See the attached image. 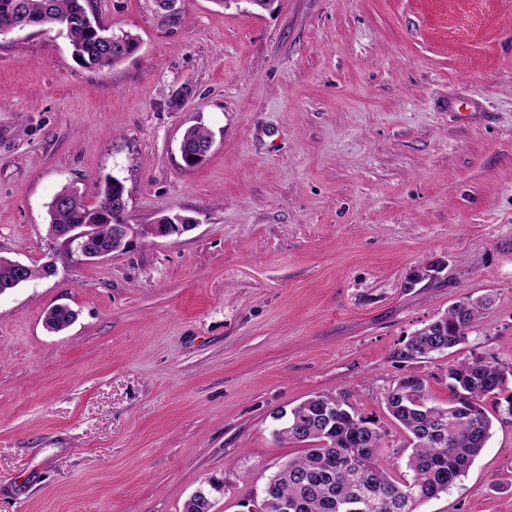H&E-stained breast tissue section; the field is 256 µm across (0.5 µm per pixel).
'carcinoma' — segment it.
<instances>
[{
	"label": "carcinoma",
	"mask_w": 512,
	"mask_h": 512,
	"mask_svg": "<svg viewBox=\"0 0 512 512\" xmlns=\"http://www.w3.org/2000/svg\"><path fill=\"white\" fill-rule=\"evenodd\" d=\"M25 18L64 30L74 57L82 58L87 68L110 67L138 47L131 34L113 33L91 16L86 0H0V23ZM183 138L200 148L210 136L201 127H190ZM116 195H127L121 181L106 183L93 206L76 191L61 190L49 203V229L94 224L99 241H111ZM490 303L487 297H463L410 336L398 357L418 362L465 343ZM73 319L70 310L54 308L46 324L59 332ZM447 377L452 397L446 407L433 402L427 380L417 372L399 378L385 396L389 419L406 434L405 447L411 449L405 460L410 478H395L398 462L394 460L378 463L377 451L389 436L380 421L360 414L345 395L336 398V414L328 417L322 406L329 397L319 395L293 408L288 425L273 430L275 439L303 449L266 484L269 498L288 500L293 512H417L422 501L448 493L491 437L486 402L492 401L495 417H512V392L505 393L512 362L461 358L448 365Z\"/></svg>",
	"instance_id": "carcinoma-1"
}]
</instances>
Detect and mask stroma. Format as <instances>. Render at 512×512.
Instances as JSON below:
<instances>
[{
	"label": "stroma",
	"mask_w": 512,
	"mask_h": 512,
	"mask_svg": "<svg viewBox=\"0 0 512 512\" xmlns=\"http://www.w3.org/2000/svg\"><path fill=\"white\" fill-rule=\"evenodd\" d=\"M89 6L132 56L0 37V258L57 269L0 295V512H185L213 480L211 512H242L300 455L272 431L306 398L350 392L404 457L399 377L444 405L454 360L512 362V0ZM114 179L131 223L195 228L91 262L50 236L57 192ZM467 295L493 303L466 344L398 358ZM418 512H512V417ZM183 138H185L190 146L199 148L197 149V152L194 153L193 149H190L187 142L181 140L180 154L182 161L191 158H195L197 161H202L207 157L212 147V141L208 143L210 136L206 130L201 127H190L185 131ZM206 144L207 146L200 148Z\"/></svg>",
	"instance_id": "1"
}]
</instances>
